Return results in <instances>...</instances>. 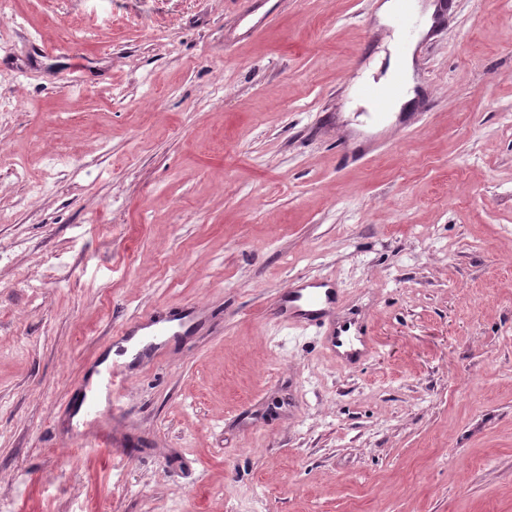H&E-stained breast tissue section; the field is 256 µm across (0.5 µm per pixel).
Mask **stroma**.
<instances>
[{
    "label": "stroma",
    "mask_w": 512,
    "mask_h": 512,
    "mask_svg": "<svg viewBox=\"0 0 512 512\" xmlns=\"http://www.w3.org/2000/svg\"><path fill=\"white\" fill-rule=\"evenodd\" d=\"M381 2L0 0V512H512V0H452L367 123ZM155 311L196 324L92 386ZM336 298V284L330 278L296 280L280 295L272 314L288 326L308 328L322 320ZM304 306L319 309L304 310Z\"/></svg>",
    "instance_id": "stroma-1"
}]
</instances>
